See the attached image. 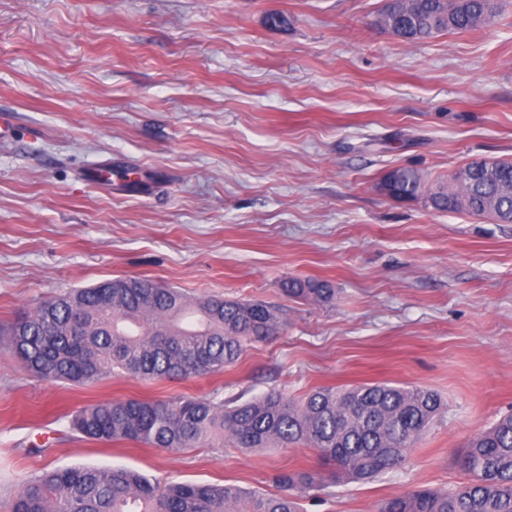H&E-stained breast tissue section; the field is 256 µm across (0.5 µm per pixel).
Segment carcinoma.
<instances>
[{
    "label": "carcinoma",
    "instance_id": "1",
    "mask_svg": "<svg viewBox=\"0 0 512 512\" xmlns=\"http://www.w3.org/2000/svg\"><path fill=\"white\" fill-rule=\"evenodd\" d=\"M499 0H391L379 24L410 43L441 32L490 25ZM465 178L430 185L416 169L395 168L379 181L394 199H422L436 211H462L512 224V160L473 161ZM290 297L327 302L325 281L290 279ZM280 310L255 300L193 299L148 278H116L71 288L6 326L15 355L46 382L89 386L109 375L142 380L190 379L233 365L247 343L268 342ZM428 389L393 383L319 388L300 400L277 391L246 400L178 398L105 400L76 411L71 428L97 442L132 441L164 450L232 439L243 451L303 446L329 474L274 477L281 493L238 486H159L130 469L71 466L37 475L9 512H302L300 499L327 482L365 481L403 466L406 452L444 411ZM467 482L394 497L380 512H512V414L472 437L457 458Z\"/></svg>",
    "mask_w": 512,
    "mask_h": 512
}]
</instances>
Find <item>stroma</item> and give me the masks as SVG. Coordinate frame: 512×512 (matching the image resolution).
Returning a JSON list of instances; mask_svg holds the SVG:
<instances>
[{
	"mask_svg": "<svg viewBox=\"0 0 512 512\" xmlns=\"http://www.w3.org/2000/svg\"><path fill=\"white\" fill-rule=\"evenodd\" d=\"M385 6L0 0V114L15 125L0 143V324L118 277L282 317L276 339L189 380L49 383L0 344V512L27 479L68 466L265 494L275 474L319 466L306 447L81 438L72 413L104 400L427 388L446 409L403 467L303 506L378 512L466 481L457 452L512 413V224L397 201L379 180L406 166L448 182L472 159L512 160V0L490 26L419 43L381 27ZM99 164L130 181L91 183ZM291 278L336 295L288 297Z\"/></svg>",
	"mask_w": 512,
	"mask_h": 512,
	"instance_id": "1",
	"label": "stroma"
}]
</instances>
